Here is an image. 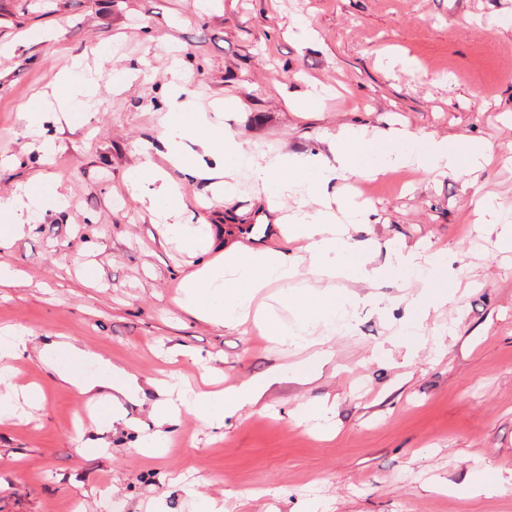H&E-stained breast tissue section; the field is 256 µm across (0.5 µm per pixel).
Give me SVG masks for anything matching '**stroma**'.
Wrapping results in <instances>:
<instances>
[{
    "instance_id": "obj_1",
    "label": "stroma",
    "mask_w": 512,
    "mask_h": 512,
    "mask_svg": "<svg viewBox=\"0 0 512 512\" xmlns=\"http://www.w3.org/2000/svg\"><path fill=\"white\" fill-rule=\"evenodd\" d=\"M510 14L512 0H0V195L52 183L68 196L0 256L18 275L0 286V332L74 338L143 380L180 372L188 389L211 373L229 386L285 372L265 411L243 410L219 433L184 413L153 454L125 425L147 420L157 396L146 390L123 401L97 454L77 438L76 393L28 348L15 382L40 386L45 401H18L0 426V512H200L204 497L224 512H512V490L470 494L487 472L512 478V250L499 225L479 242L470 232L479 196L512 210V27L499 24ZM299 21L315 38L296 37ZM175 54L197 110L237 101L225 128L272 157L319 148L340 125L373 132L391 119L501 154L473 181L397 172L371 182V222L349 234L370 241L372 266H386L393 242L429 241L453 259L448 279L460 287L419 335L401 330L421 284L337 272L336 300L357 303L348 329L316 330L327 357L303 383L292 369L310 349L180 307L198 251L165 241L126 182L157 138ZM75 55L94 94L66 115L54 84ZM281 82L301 111L284 104ZM30 112L54 143L50 158L26 133ZM236 182L233 207L266 227L253 249L293 250L258 189L243 174ZM217 186L204 175L185 193L218 251L239 233ZM325 399L327 417L296 423L297 405Z\"/></svg>"
}]
</instances>
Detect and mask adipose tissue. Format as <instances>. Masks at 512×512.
<instances>
[{"instance_id":"ef3b65f1","label":"adipose tissue","mask_w":512,"mask_h":512,"mask_svg":"<svg viewBox=\"0 0 512 512\" xmlns=\"http://www.w3.org/2000/svg\"><path fill=\"white\" fill-rule=\"evenodd\" d=\"M185 84L174 86L167 103V118L162 125L159 140L167 151L170 172L148 173L146 166H138L129 177L134 191H143V179H151L153 187L145 191L147 209L163 236L175 237L194 244L198 241L196 224L183 221L188 204L175 190L173 174L182 180L198 177L192 160L195 148L216 151L224 161V193L232 195L234 175L245 172L259 185L265 196L271 197L270 211H277L279 202H296L288 221L297 239L303 241L306 263L285 251H256L235 243L221 251L219 259L207 260L183 278L182 307L197 319L221 328L256 326L269 340L298 348L311 345L312 325L300 320L287 324L280 317L282 308L292 301H305L308 291H295L294 283L300 267H307L310 275L323 277L336 269L353 270L362 283H372L379 277L395 271L415 273L421 281L439 282V290L421 292L409 302L411 317L406 333H416L427 318L430 307L447 303L452 289L445 285L450 260L446 251L431 244H399L391 248L387 266L369 265L366 254L368 242L355 241L349 236L347 224L361 223L364 210L352 197L330 202L328 190L337 188L349 178L374 170L369 152L375 142H382L386 158L384 168L407 169L436 175L472 174L494 160V153L480 145L473 146L468 155H460L444 137L419 133L409 128H388L379 131L376 140H369L365 129L342 125L328 138L327 150L285 153L267 157L259 149L239 137L221 129L217 117L206 112L187 115L189 106ZM63 195L50 191L44 195L27 192L0 197V215L11 223L0 229V250L6 249L13 235L29 224L34 215L48 208H61ZM277 286L279 292L273 302L258 303L257 297L266 288ZM44 354L58 357L54 372L63 384L71 386L81 403L88 407L103 402L120 405L122 400L135 396L141 385L134 375L123 368L104 362L103 376L87 379L73 373L71 363L87 361L91 352L72 342L45 343ZM282 377L281 372L220 391H200L191 399L175 403L170 395L175 389V378L151 380L150 385L159 396L150 413L151 425L143 427L141 447L159 448L166 439L165 427L178 424L185 409L201 411V419L208 427L219 430L226 418L236 415L244 407H257L271 386Z\"/></svg>"}]
</instances>
